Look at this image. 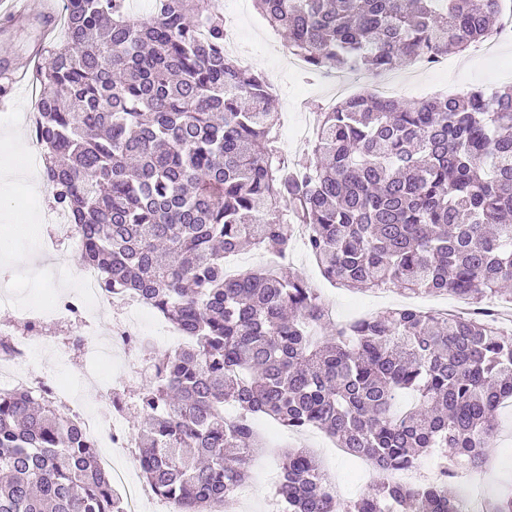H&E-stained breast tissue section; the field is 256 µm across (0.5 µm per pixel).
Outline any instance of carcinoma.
Segmentation results:
<instances>
[{"instance_id":"obj_1","label":"carcinoma","mask_w":512,"mask_h":512,"mask_svg":"<svg viewBox=\"0 0 512 512\" xmlns=\"http://www.w3.org/2000/svg\"><path fill=\"white\" fill-rule=\"evenodd\" d=\"M66 0L39 70L35 140L80 260L187 342L132 404L143 477L177 512H209L266 447L252 418L317 428L382 479L330 495L306 449L288 452L280 512H465L459 464L484 462L489 417L512 401V332L485 314L409 306L346 325L290 266L227 276L250 244L280 256L293 224L344 288L512 295V86L411 103L362 93L320 113L290 155L271 84L224 51L221 0ZM310 73L383 74L495 32L500 0H253ZM437 455L438 478L396 471ZM0 512H125L98 450L54 403L0 392ZM484 512H512V496Z\"/></svg>"}]
</instances>
